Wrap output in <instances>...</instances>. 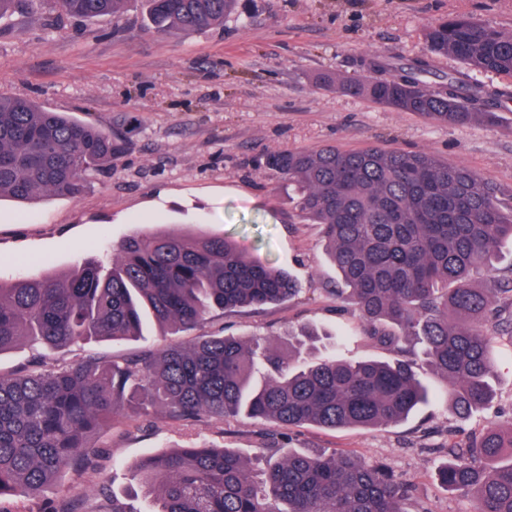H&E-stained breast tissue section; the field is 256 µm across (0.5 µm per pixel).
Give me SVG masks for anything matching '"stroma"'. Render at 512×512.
<instances>
[{
  "mask_svg": "<svg viewBox=\"0 0 512 512\" xmlns=\"http://www.w3.org/2000/svg\"><path fill=\"white\" fill-rule=\"evenodd\" d=\"M457 16L512 34V0H238L235 17L223 25L166 34L147 27L143 0H128L123 14L92 21L65 16L54 0L34 7L23 2L0 24V91L112 131L122 149L77 200L0 201V282L62 275L90 257L111 259L113 244L140 230L221 233L291 272L300 292L282 304L214 311L197 332L276 342L289 327L308 323L324 334L322 352L383 357L353 313L337 307L340 283L321 228L300 217L294 186L270 171L265 157L325 145L420 151L512 189V100L498 108L496 124L451 127L319 82L326 74L360 78L369 61L396 56L424 61L428 88H441L464 65L431 53L426 33ZM494 352L496 397L468 419L439 396L397 424L371 430L309 425L273 441L258 421L201 426L155 407L136 426L119 422L94 438L104 452L100 472L69 473L38 501L82 502L93 512L97 486L125 495L144 456L207 444L249 460L271 446L281 455L350 453L387 466L411 500L433 512H474L473 500L443 488L438 471L448 443L468 444L489 423L512 420V340L496 337Z\"/></svg>",
  "mask_w": 512,
  "mask_h": 512,
  "instance_id": "1",
  "label": "stroma"
}]
</instances>
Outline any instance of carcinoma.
<instances>
[{
  "label": "carcinoma",
  "mask_w": 512,
  "mask_h": 512,
  "mask_svg": "<svg viewBox=\"0 0 512 512\" xmlns=\"http://www.w3.org/2000/svg\"><path fill=\"white\" fill-rule=\"evenodd\" d=\"M73 18L122 12L126 0H57ZM161 32L224 25L236 0H145ZM429 50L476 72L512 76V35L466 17L427 33ZM375 76L320 78L325 86L448 125L491 123L499 92L472 76H448L427 88L425 63L370 65ZM118 139L98 126L54 112L30 98L0 93V200L49 193L78 199L89 179L112 165ZM267 167L297 188L296 208L321 226L363 335L387 347L386 359L345 360L320 352L318 333L288 335V355H260L226 336L195 337L161 352L143 348L114 360L86 350L58 361L56 349L142 336L144 310L178 333L210 310L233 311L291 299L292 276L254 258L224 236L135 233L113 246L104 266L69 275L0 283V354L27 340L39 360L0 376V512H87L61 503L38 510L18 504L39 496L70 470L96 471L92 436L143 405L168 417L207 424L244 415L284 429L372 428L408 418L426 403L425 365L461 419L492 400L496 368L489 329L512 336V278L477 288L473 274L495 267L512 245V207L466 167L426 152L366 147L269 154ZM440 472L451 491L473 494L475 512H512V430L489 426L471 445L448 444ZM136 508L126 498L106 512H409V490L382 465L351 454L291 452L257 466L229 448L190 446L145 456L135 468Z\"/></svg>",
  "instance_id": "cac0c4a2"
}]
</instances>
